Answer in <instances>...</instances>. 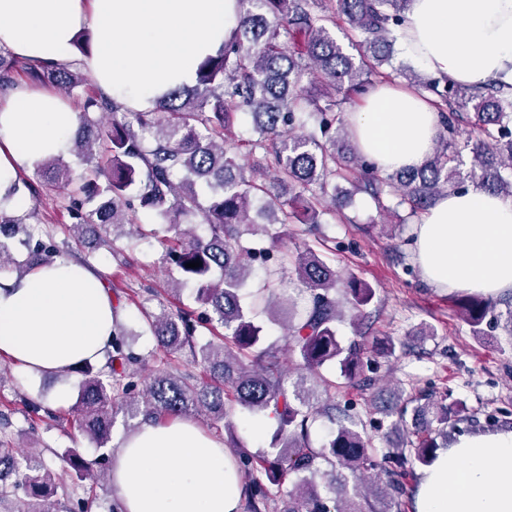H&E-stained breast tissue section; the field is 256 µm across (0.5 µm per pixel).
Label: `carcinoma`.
<instances>
[{"mask_svg":"<svg viewBox=\"0 0 512 512\" xmlns=\"http://www.w3.org/2000/svg\"><path fill=\"white\" fill-rule=\"evenodd\" d=\"M240 2L232 39L201 63L196 83L167 91L146 110L130 109L102 90H85L87 80L73 63L21 62L0 48V91L13 88L22 71L33 83L81 97L70 154L82 161L83 175L74 179L62 155L37 165V175L69 201L75 244L89 224L99 226L100 244L115 257L122 255L115 244L123 236L129 249L153 239L163 247V264L175 273L171 292L188 284L195 292L194 308L161 304L147 314L164 369L138 387L144 357L132 350L119 320L104 367L74 368L82 379L71 412L78 431L104 448L120 413L142 422L204 414L230 431L224 410L230 394L241 407L267 411L277 423L271 450L237 451V469L251 475L244 512H391L403 491L399 478L432 464L437 437H448L463 408L430 394L397 398L389 414L404 440L382 454L361 419L341 410L327 442L313 450L309 423L336 409V383L320 369L332 363L348 383L370 385L364 348L337 336L343 314L336 287L343 284L344 303L357 320L376 292L353 275L342 279L306 243L284 248L282 234L269 233L266 225L322 223L324 214L339 207L336 193L329 192L338 177L378 208L391 197L412 216L459 190L467 163L476 188L512 198V86L498 79L472 89L401 70L411 88L431 98L439 133L420 167L381 172L349 141L337 96L358 99L386 77L382 68L391 60L410 0ZM332 27L344 32L348 44L332 35ZM240 113L253 118L249 137L241 140L253 157L250 166L229 147ZM140 213L156 224L141 223ZM58 255L54 231L36 235L26 217L0 210V275L21 276ZM274 257L309 292L308 306L298 320H288L283 333L301 357V373L292 383L278 366L275 345L264 344L263 327L242 304L254 263ZM189 262L200 266L188 268ZM455 305L473 335L484 334L490 316L506 320L512 336V300L461 294ZM500 305L505 311L497 310ZM202 328L215 340L199 346L195 336ZM186 348L215 382L173 366ZM9 427L8 416L1 415L0 512H12L20 490L29 498L23 512H88L84 497L58 507L52 469L42 456L18 452ZM65 462L78 481H91L84 493L93 492V464L75 451ZM323 462L332 470H321Z\"/></svg>","mask_w":512,"mask_h":512,"instance_id":"cac0c4a2","label":"carcinoma"}]
</instances>
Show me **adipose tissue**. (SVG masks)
<instances>
[{"label": "adipose tissue", "mask_w": 512, "mask_h": 512, "mask_svg": "<svg viewBox=\"0 0 512 512\" xmlns=\"http://www.w3.org/2000/svg\"><path fill=\"white\" fill-rule=\"evenodd\" d=\"M240 18L238 0H0V46L25 61L77 62L132 108L193 84ZM96 40L89 56L75 41ZM399 42L427 77L479 86L512 83V0H411ZM358 151L379 169L420 166L438 134L422 96L377 83L350 116ZM78 125L51 89L0 99V207L35 164L67 152ZM415 261L432 287L496 298L512 293V200L470 188L440 197L415 225ZM114 301L97 268L57 258L0 280V356L50 376L104 361ZM121 512H240L243 488L222 440L189 421L143 424L112 464ZM416 512H512V430L460 436L416 488Z\"/></svg>", "instance_id": "ef3b65f1"}]
</instances>
